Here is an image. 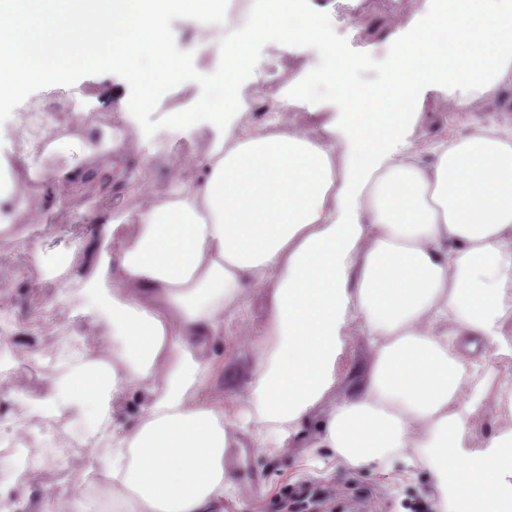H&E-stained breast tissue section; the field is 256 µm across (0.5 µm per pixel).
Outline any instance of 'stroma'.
<instances>
[{"mask_svg": "<svg viewBox=\"0 0 512 512\" xmlns=\"http://www.w3.org/2000/svg\"><path fill=\"white\" fill-rule=\"evenodd\" d=\"M396 0H365L364 23L368 34L361 39L337 29L335 12L323 15L324 26L332 30L338 51L360 55L365 66L355 75L363 86L376 84L386 72L390 56L386 39L396 22ZM256 69L239 84L238 95H253L256 85L277 79L280 86L307 79L319 73L325 64L321 46L312 42H269L254 49ZM128 83L112 73L90 74L73 84L49 86L29 95L28 100L48 116L69 110L77 101L82 112L97 115L96 129L80 126L48 125L42 131L43 143L55 149L38 157L27 171L15 172L13 184L20 192H28L30 181H38L39 190L29 194L37 222H29L23 212H16L11 226L0 231V306L12 318L28 321L31 312L27 302V285L43 284L48 304L56 311V323L42 332L22 333L21 346L0 349V376L6 377L12 391L0 393V424L5 429L17 427L45 431L46 442L63 444L67 454L61 465L43 463L40 483L61 491H70L76 477L88 468L91 460L84 446L70 443L73 429H86L84 421L73 428H60L56 420L36 413L30 399L43 396L54 388L65 373L62 362L52 361L62 337L74 334L105 337L104 328L94 319L78 315L76 308L85 295L78 284H70L66 302L57 299L53 275L61 260H69L72 268H80L89 258L86 234L93 218L99 214L134 223L135 215L146 198L165 197L170 188L171 163L206 153L211 146L209 132L201 131L184 138L180 131L161 129L145 135L142 128L131 127L116 112L117 98L129 95ZM79 169L82 176L75 185H61L58 172ZM146 184L145 195L130 193L133 180ZM265 317L262 294H255L244 320L224 323V343L213 347L226 364L224 400L232 402L243 382L238 371L241 357L235 338L241 322L259 327ZM237 472L232 496L224 502V512H289L281 498L283 489L300 493L313 490L327 493L329 506L344 505L348 512H430V478L426 470L407 471L394 465L388 472L357 470L333 462L310 464L304 441L264 451L255 448L249 438H241L236 456Z\"/></svg>", "mask_w": 512, "mask_h": 512, "instance_id": "stroma-1", "label": "stroma"}]
</instances>
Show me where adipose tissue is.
Segmentation results:
<instances>
[{
  "mask_svg": "<svg viewBox=\"0 0 512 512\" xmlns=\"http://www.w3.org/2000/svg\"><path fill=\"white\" fill-rule=\"evenodd\" d=\"M321 12L263 0L209 95L177 120L212 133L200 184L148 202L131 237L94 218L88 263L71 280L58 270L115 344L65 337L68 373L36 408L91 424L121 512H224V451L242 434L277 447L306 435L357 469L419 460L435 512H512V428L475 435L489 399L463 385L489 348L512 351V108L474 110L512 87V0H425L407 35L391 33L375 88L354 82L364 60L337 51ZM298 39L322 46L324 70L271 104L270 130L239 122L231 92L253 46ZM429 92L449 102L450 130L420 143ZM323 93L347 111L288 129L293 101ZM258 290L267 318L237 338L245 381L228 409L208 349ZM355 338L366 366L348 388L341 357ZM133 397L136 418L115 422ZM96 478L91 467L69 492L42 487L37 512H83Z\"/></svg>",
  "mask_w": 512,
  "mask_h": 512,
  "instance_id": "1",
  "label": "adipose tissue"
}]
</instances>
